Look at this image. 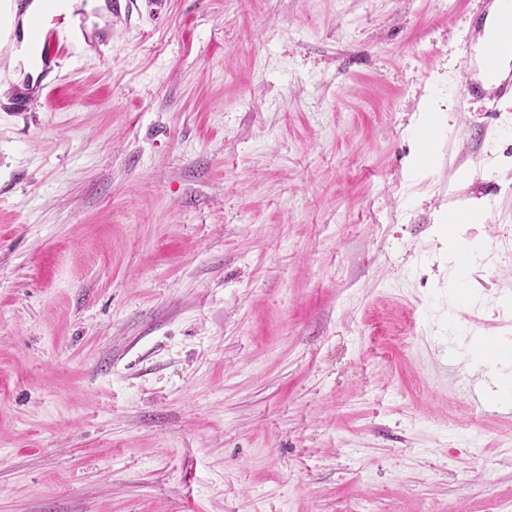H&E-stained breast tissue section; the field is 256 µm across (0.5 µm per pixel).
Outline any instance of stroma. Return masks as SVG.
I'll return each instance as SVG.
<instances>
[{
    "label": "stroma",
    "instance_id": "stroma-1",
    "mask_svg": "<svg viewBox=\"0 0 512 512\" xmlns=\"http://www.w3.org/2000/svg\"><path fill=\"white\" fill-rule=\"evenodd\" d=\"M483 3L96 7L34 81L0 44V512H512V418L465 395L512 400V100L462 97ZM416 112H420L419 123L423 133L420 140L424 144V149L426 151L433 150L435 148L434 142L429 138L428 132L434 124L435 116L438 114L437 102L431 97H426L422 100Z\"/></svg>",
    "mask_w": 512,
    "mask_h": 512
}]
</instances>
